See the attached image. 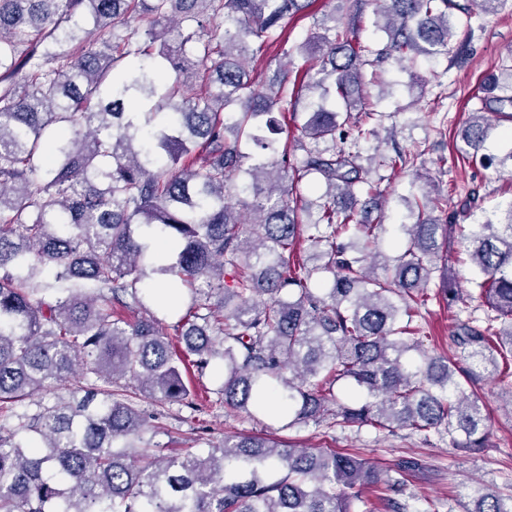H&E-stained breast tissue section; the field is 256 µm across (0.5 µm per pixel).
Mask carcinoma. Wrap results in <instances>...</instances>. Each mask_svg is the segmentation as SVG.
Here are the masks:
<instances>
[{
  "label": "carcinoma",
  "instance_id": "cac0c4a2",
  "mask_svg": "<svg viewBox=\"0 0 512 512\" xmlns=\"http://www.w3.org/2000/svg\"><path fill=\"white\" fill-rule=\"evenodd\" d=\"M312 2L0 0V512H355L356 488L401 495L420 468L405 459L392 477L265 435L147 452L140 398L211 405L191 372L221 363L217 401L248 414L274 401L284 429L331 418L485 447L473 386L512 357V205L465 227L448 223V196L407 198L413 223L389 258L359 150L395 118L362 106L363 69L453 51L450 0H374V50L327 15L295 77L258 82L246 60ZM302 99L290 150L273 114L298 121ZM495 130L472 113L465 154L493 160ZM371 161L414 165L399 148ZM303 241L311 255L290 263ZM453 241L487 307L481 325L458 321L457 360L429 353L415 324ZM320 270L330 287L310 286ZM183 289L170 325L159 312ZM74 377L82 397H42ZM341 381L363 398L338 401ZM466 512H512V497L489 490Z\"/></svg>",
  "mask_w": 512,
  "mask_h": 512
}]
</instances>
